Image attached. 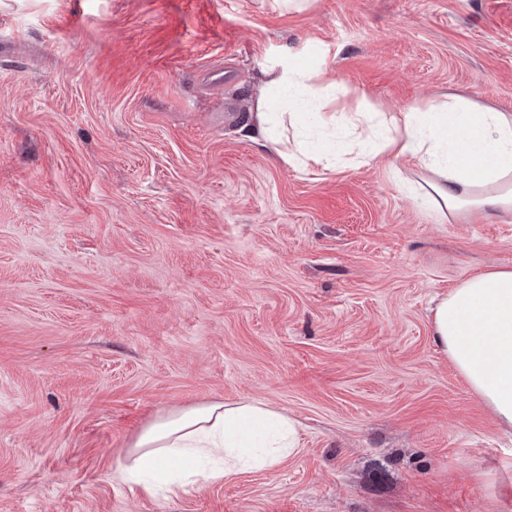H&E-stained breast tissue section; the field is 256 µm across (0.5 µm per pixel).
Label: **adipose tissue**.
<instances>
[{
  "mask_svg": "<svg viewBox=\"0 0 512 512\" xmlns=\"http://www.w3.org/2000/svg\"><path fill=\"white\" fill-rule=\"evenodd\" d=\"M305 130L301 111L260 102L248 133L278 143L284 125ZM361 143L386 133L383 145L435 176L431 196L450 216L480 220L512 213V114L454 102L406 112L359 111L349 117ZM437 346L471 390L512 432V269L470 276L430 307ZM299 450L295 421L259 400L214 402L159 418L117 468L146 494L178 495L198 479L216 482L267 471Z\"/></svg>",
  "mask_w": 512,
  "mask_h": 512,
  "instance_id": "ef3b65f1",
  "label": "adipose tissue"
}]
</instances>
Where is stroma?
I'll list each match as a JSON object with an SVG mask.
<instances>
[{"mask_svg":"<svg viewBox=\"0 0 512 512\" xmlns=\"http://www.w3.org/2000/svg\"><path fill=\"white\" fill-rule=\"evenodd\" d=\"M324 58L328 169L243 125ZM512 113V0H0V512H512V435L427 307L512 268V214L357 160L344 115ZM257 399L276 468L150 496L116 475L158 417Z\"/></svg>","mask_w":512,"mask_h":512,"instance_id":"1","label":"stroma"}]
</instances>
